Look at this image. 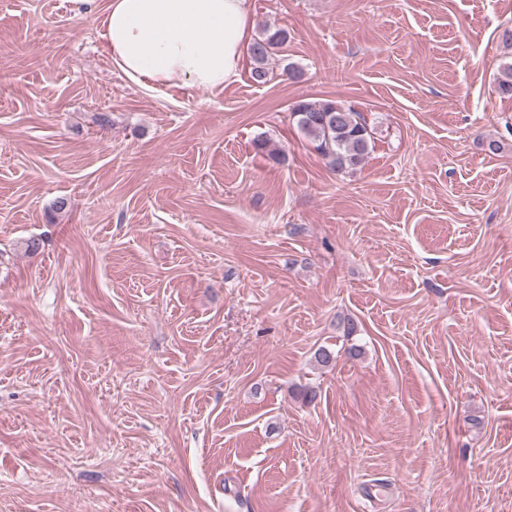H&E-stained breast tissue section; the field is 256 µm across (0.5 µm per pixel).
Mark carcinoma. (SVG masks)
<instances>
[{
	"instance_id": "cac0c4a2",
	"label": "carcinoma",
	"mask_w": 512,
	"mask_h": 512,
	"mask_svg": "<svg viewBox=\"0 0 512 512\" xmlns=\"http://www.w3.org/2000/svg\"><path fill=\"white\" fill-rule=\"evenodd\" d=\"M287 38V32L277 30L251 43L249 54L254 82L267 83L271 50L285 43ZM291 116L315 150L338 173L360 167L373 148V130L361 113L350 106L332 100H299L291 106Z\"/></svg>"
}]
</instances>
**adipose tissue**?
Segmentation results:
<instances>
[{
    "mask_svg": "<svg viewBox=\"0 0 512 512\" xmlns=\"http://www.w3.org/2000/svg\"><path fill=\"white\" fill-rule=\"evenodd\" d=\"M96 17L113 67L133 84L219 90L235 82L253 25L250 0H74Z\"/></svg>",
    "mask_w": 512,
    "mask_h": 512,
    "instance_id": "obj_1",
    "label": "adipose tissue"
}]
</instances>
